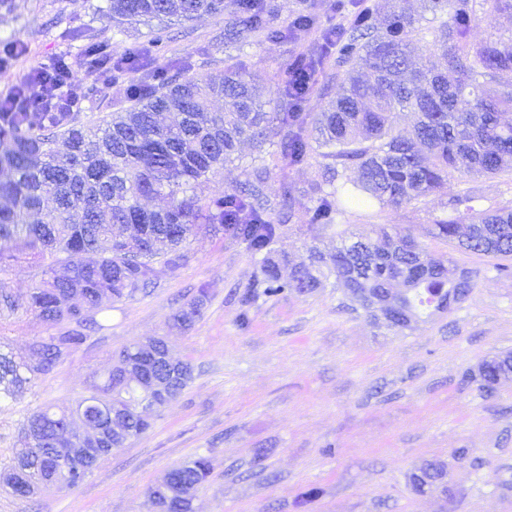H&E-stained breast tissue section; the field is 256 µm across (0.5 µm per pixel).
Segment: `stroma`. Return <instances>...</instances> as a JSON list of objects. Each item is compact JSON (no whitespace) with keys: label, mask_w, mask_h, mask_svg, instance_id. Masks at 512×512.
Masks as SVG:
<instances>
[{"label":"stroma","mask_w":512,"mask_h":512,"mask_svg":"<svg viewBox=\"0 0 512 512\" xmlns=\"http://www.w3.org/2000/svg\"><path fill=\"white\" fill-rule=\"evenodd\" d=\"M103 0H13L0 15V41L23 40L26 63L0 73L8 90L27 63L75 62L73 81L89 91L78 110L101 118L128 107L127 89L146 72L176 65L198 74L230 63L256 86L265 111L286 106L282 94L297 63L312 78L304 111L327 101L324 85L335 84L345 66L327 36L346 26L361 0H269L275 27L249 35L241 49L225 47L226 25L240 16L238 0L224 10L182 25L164 54L151 44L149 26L117 34L111 20L92 16ZM472 47L512 37V10L495 0H475ZM316 18L300 27L301 11ZM111 44L113 60L132 53L138 67L109 89L91 91L81 60V41ZM263 162L269 192L291 191L294 217L274 248L284 255L282 278L307 263V247L334 252L339 236H374L381 225L410 234L428 254L471 271L473 286L449 310L428 322L391 330L365 311L351 310L328 277L304 294L254 295L259 259L229 234H198L183 245L186 263L176 274L161 273L155 285L99 313V328L52 373L12 398L0 401V512H150L147 491L176 464L198 456L212 473L193 501L194 512H512V380L495 390L480 386L478 369L488 359L512 354V271L506 260L460 250L433 233L447 217L450 196L477 188L475 206L489 209L512 202V175L473 177L457 170L446 191L400 207L352 206L338 224L310 223L311 188L321 179L324 159L311 153L294 167H282L276 147ZM206 288L201 317L175 326L174 313ZM50 327L34 312L0 308V352L31 359V346ZM147 336H163L169 355L190 362L194 378L173 401L145 410L150 429L114 450L76 487H53L38 497L15 494L5 477L28 417L46 405L68 406L84 395L93 373H106L121 348ZM262 460H255L256 449ZM448 469L449 494H416L409 477L423 462Z\"/></svg>","instance_id":"35a3bbf8"}]
</instances>
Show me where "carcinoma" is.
<instances>
[{
  "mask_svg": "<svg viewBox=\"0 0 512 512\" xmlns=\"http://www.w3.org/2000/svg\"><path fill=\"white\" fill-rule=\"evenodd\" d=\"M240 8L244 18L224 28L230 46H243L247 34L264 27L272 13L265 0H240ZM223 10L224 0H107L96 8L119 34L124 24L154 21L166 34L174 21ZM431 10L448 11L431 35L432 46L448 57L454 82L430 61L413 66L408 48L420 29L404 9L393 12L383 27L366 9L333 36L339 62L358 55L369 76L347 72L327 107L313 115L298 111L301 102L287 90L288 111H264L250 79L232 65L204 76L184 68L153 70L128 89L129 108L93 124L77 112H33L14 99L0 103V144L7 145L0 153V275L30 255L49 256L25 304L57 329L36 341L34 365L0 353V398L50 373L83 344L99 326L96 314L103 302L154 285L158 264L175 274L187 259L183 243L202 229L229 230L261 256L263 293L287 288L305 294L329 271L345 296L375 317L381 314L378 302L390 297L395 321L386 326L391 329L422 322L466 296L472 288L467 274L449 272L447 261L424 252L410 236L384 229L380 244L344 240L329 255L310 248L309 264L296 268L285 284L274 244L291 215L276 211L266 193L267 169L253 163L246 182L233 192L201 196L208 175L237 159L244 140L259 154L268 145L279 147L288 166L304 162L313 142L323 149L329 163L323 184L313 187L310 222L324 226L338 223L346 204L360 201V192L382 207L439 192L460 162L477 175L512 172V122L504 120L505 110H512V39L471 47L473 0H431ZM213 100L223 101L224 111H210ZM395 112L412 114L410 133L395 128ZM351 169L357 178L346 176ZM47 197L54 206L45 212ZM148 197H164L168 204L147 210L141 199ZM474 199V189L451 198L448 206L458 217L438 221L436 235L456 238L473 253L512 256V207L477 210L470 205ZM57 264L67 266L68 274L54 275ZM198 293L197 301L176 313V325L188 328L199 318L206 289ZM136 346L123 347L105 376L92 374L87 394L75 404L30 417L8 476L15 493L33 496L56 484L82 483L77 474L58 468L57 460L86 442H66L55 429L70 426L79 408L109 427L120 422L130 440L150 428L138 408L152 400L151 378H161V366L146 368ZM511 375V354L480 368L486 389ZM192 378L190 365L174 376L168 400ZM173 471L171 486L192 498L207 482L211 464L200 456ZM419 471L423 481L413 490L431 493L444 465L429 461Z\"/></svg>",
  "mask_w": 512,
  "mask_h": 512,
  "instance_id": "1",
  "label": "carcinoma"
}]
</instances>
